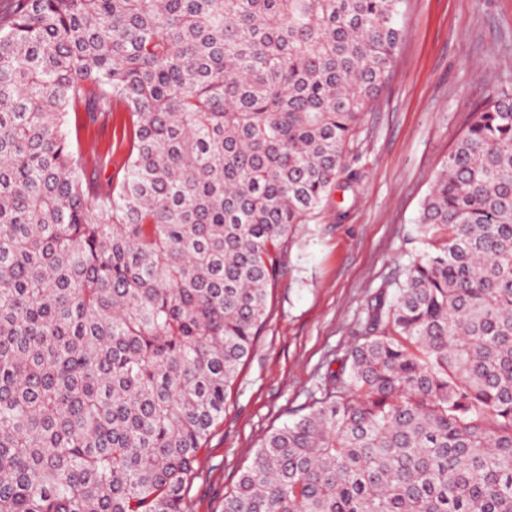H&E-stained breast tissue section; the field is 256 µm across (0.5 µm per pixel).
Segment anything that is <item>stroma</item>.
<instances>
[{"label": "stroma", "mask_w": 512, "mask_h": 512, "mask_svg": "<svg viewBox=\"0 0 512 512\" xmlns=\"http://www.w3.org/2000/svg\"><path fill=\"white\" fill-rule=\"evenodd\" d=\"M407 35L390 80L346 155L355 188H333L282 249L266 327L229 391L185 512H221L264 438L326 393L325 375L357 343L367 309L424 249L421 204L472 112L512 86V0H405ZM120 113L82 130L84 157L106 152L122 178Z\"/></svg>", "instance_id": "obj_1"}]
</instances>
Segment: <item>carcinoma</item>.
Returning <instances> with one entry per match:
<instances>
[{
    "mask_svg": "<svg viewBox=\"0 0 512 512\" xmlns=\"http://www.w3.org/2000/svg\"><path fill=\"white\" fill-rule=\"evenodd\" d=\"M404 0H0V512H185L340 181ZM126 114L119 182L66 126ZM426 249L223 512H512V89L424 199Z\"/></svg>",
    "mask_w": 512,
    "mask_h": 512,
    "instance_id": "carcinoma-1",
    "label": "carcinoma"
}]
</instances>
